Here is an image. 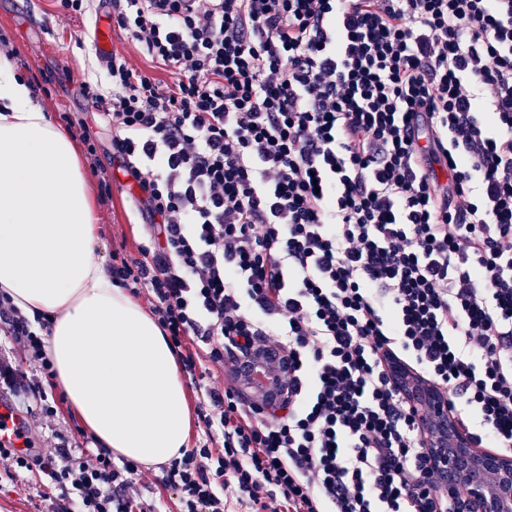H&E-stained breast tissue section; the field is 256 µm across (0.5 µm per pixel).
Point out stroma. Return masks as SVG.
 <instances>
[{
    "label": "stroma",
    "instance_id": "1",
    "mask_svg": "<svg viewBox=\"0 0 512 512\" xmlns=\"http://www.w3.org/2000/svg\"><path fill=\"white\" fill-rule=\"evenodd\" d=\"M102 29L106 30L113 50L131 53L125 32L113 25L106 14L91 18L64 17L58 15L52 0H0V52L13 56L25 79L45 84L41 100L56 122L63 113L85 111L86 106L78 96L80 84L103 76L96 54V38ZM131 55L141 71L169 81L168 72L152 68L141 54ZM81 165L95 216L97 255L107 262L129 230L127 185L109 155H101L99 165H92L87 159L82 160ZM105 178L113 181L112 198L103 202L99 199V182ZM14 366L26 373L29 380L42 385L55 399L57 413L43 423L39 420L41 408L34 405L30 394L0 388V399L31 406L30 423L35 442L58 434L65 436L70 446L95 449V441L85 432L74 409L54 383L33 371L24 357H17ZM45 509L38 474L26 471L16 480L0 481V512H45Z\"/></svg>",
    "mask_w": 512,
    "mask_h": 512
}]
</instances>
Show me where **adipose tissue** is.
Segmentation results:
<instances>
[{"label": "adipose tissue", "instance_id": "1", "mask_svg": "<svg viewBox=\"0 0 512 512\" xmlns=\"http://www.w3.org/2000/svg\"><path fill=\"white\" fill-rule=\"evenodd\" d=\"M71 138L0 53V292L49 321L55 381L115 458L159 467L191 428L185 382L154 318L113 285Z\"/></svg>", "mask_w": 512, "mask_h": 512}]
</instances>
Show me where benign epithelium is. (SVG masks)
<instances>
[{"label": "benign epithelium", "mask_w": 512, "mask_h": 512, "mask_svg": "<svg viewBox=\"0 0 512 512\" xmlns=\"http://www.w3.org/2000/svg\"><path fill=\"white\" fill-rule=\"evenodd\" d=\"M424 453L444 478L448 512H512V460L466 447Z\"/></svg>", "instance_id": "obj_1"}]
</instances>
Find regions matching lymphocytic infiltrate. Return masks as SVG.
<instances>
[{
    "label": "lymphocytic infiltrate",
    "instance_id": "obj_1",
    "mask_svg": "<svg viewBox=\"0 0 512 512\" xmlns=\"http://www.w3.org/2000/svg\"><path fill=\"white\" fill-rule=\"evenodd\" d=\"M166 84L111 53L64 114L137 189L114 285L144 299L199 389L208 440L164 469L178 512L444 508L420 418L385 362L448 394L477 446L512 448V0H111ZM426 117L429 144L414 143ZM46 322L0 294V334L45 378ZM273 349L262 411L215 367ZM55 512H161L107 448L0 444Z\"/></svg>",
    "mask_w": 512,
    "mask_h": 512
}]
</instances>
